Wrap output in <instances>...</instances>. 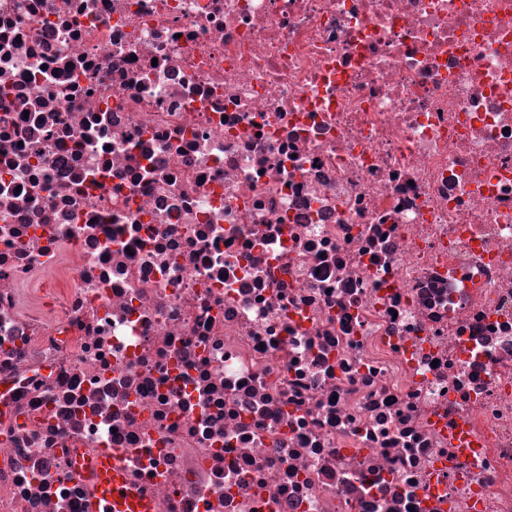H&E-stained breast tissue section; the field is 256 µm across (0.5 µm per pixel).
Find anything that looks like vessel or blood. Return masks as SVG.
Returning <instances> with one entry per match:
<instances>
[{"label":"vessel or blood","instance_id":"vessel-or-blood-1","mask_svg":"<svg viewBox=\"0 0 512 512\" xmlns=\"http://www.w3.org/2000/svg\"><path fill=\"white\" fill-rule=\"evenodd\" d=\"M79 474L93 482L91 512H154L151 497L132 488L111 457L102 455L85 463Z\"/></svg>","mask_w":512,"mask_h":512}]
</instances>
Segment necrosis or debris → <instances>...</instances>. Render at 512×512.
<instances>
[{"mask_svg":"<svg viewBox=\"0 0 512 512\" xmlns=\"http://www.w3.org/2000/svg\"><path fill=\"white\" fill-rule=\"evenodd\" d=\"M512 512V0H0V512ZM93 482L91 512H154L150 496H142L124 478L121 467L112 458L101 455L77 470Z\"/></svg>","mask_w":512,"mask_h":512,"instance_id":"obj_1","label":"necrosis or debris"}]
</instances>
